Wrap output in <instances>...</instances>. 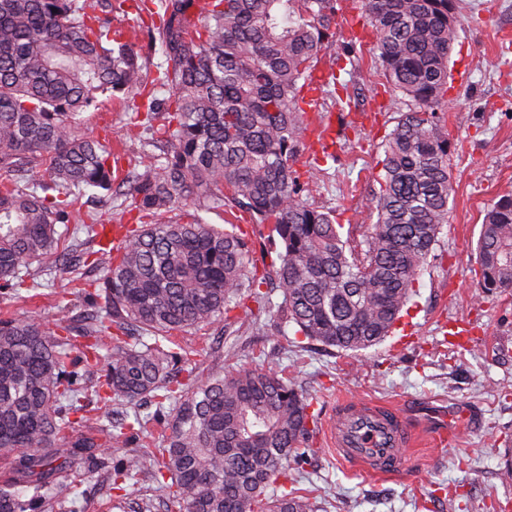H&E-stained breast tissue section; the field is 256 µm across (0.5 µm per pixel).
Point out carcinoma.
<instances>
[{
  "label": "carcinoma",
  "instance_id": "cac0c4a2",
  "mask_svg": "<svg viewBox=\"0 0 512 512\" xmlns=\"http://www.w3.org/2000/svg\"><path fill=\"white\" fill-rule=\"evenodd\" d=\"M336 4L207 0L197 14L194 0H139L159 19L156 84L173 89L133 114L160 150L131 181L134 208L152 222L129 229L117 250L98 242L85 252L101 276L81 324L67 304L59 334L36 312L0 320V458L36 490L24 502L1 485L0 512H42L61 454L126 447L150 416L135 413L101 439L88 414L144 399L173 413L153 448L155 476L185 496L186 512H316L294 491L267 493L317 427L304 392L261 368L204 379L169 342L224 321L244 295L262 303L275 281L297 334L357 352L389 336L416 296L455 193L441 110L462 17L457 0H362L386 85L408 111L384 146L376 221L344 226L307 202L290 164L311 71L331 55ZM142 88L138 49L88 0H0L1 295L42 287L29 267L50 275L65 258L76 198L112 193L118 157L83 132L82 114ZM30 171L46 178L21 185L16 176ZM188 197L185 217L160 219ZM216 209L267 228L279 244L268 271L257 273L239 225L209 223ZM476 260L485 292L512 288V196L486 210ZM140 469L132 454L115 475Z\"/></svg>",
  "mask_w": 512,
  "mask_h": 512
}]
</instances>
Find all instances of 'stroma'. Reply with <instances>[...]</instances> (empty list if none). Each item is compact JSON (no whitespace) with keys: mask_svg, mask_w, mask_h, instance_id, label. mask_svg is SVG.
I'll list each match as a JSON object with an SVG mask.
<instances>
[{"mask_svg":"<svg viewBox=\"0 0 512 512\" xmlns=\"http://www.w3.org/2000/svg\"><path fill=\"white\" fill-rule=\"evenodd\" d=\"M101 17L125 28L142 56L145 82H152L161 61L150 33L122 0H92ZM465 18L450 60V106L445 113L455 145L452 178L455 194L435 245L437 257L423 269L418 290L383 342L359 352L322 346L271 319L282 301L270 288L266 311L253 317L235 310L223 328L201 327L175 335L202 375L262 367L306 390L316 411H330L338 399L361 396L396 405L424 436L413 459L415 479H376L336 457L320 433L302 446L300 463L290 464L293 490L315 497L319 512H512V290L487 293L479 286L476 244L485 210L512 194V0H459ZM333 54L349 85L351 108L337 112L323 94L321 113L336 112L340 145L336 161L310 181L306 199L335 211L339 223L358 224L373 208L382 174L384 143L403 111L384 87L382 66L368 37L348 44L336 27ZM352 50L354 67L342 55ZM141 98L112 100L83 115V129L121 150L126 168L151 151L150 135L132 127L130 116ZM111 209L116 224H135L131 201L78 199L72 227L90 214ZM84 291L70 273H58L49 287L22 291L0 300V318L38 311L55 330L56 303H70L74 319L88 308ZM459 422L453 445L430 434ZM150 438L130 446L142 461L139 475L113 488L110 468L93 466L88 455L66 456L55 477L53 512H184L182 499L153 481Z\"/></svg>","mask_w":512,"mask_h":512,"instance_id":"stroma-1","label":"stroma"}]
</instances>
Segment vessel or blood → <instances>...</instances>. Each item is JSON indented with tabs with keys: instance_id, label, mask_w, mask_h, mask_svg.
I'll use <instances>...</instances> for the list:
<instances>
[{
	"instance_id": "b4317fda",
	"label": "vessel or blood",
	"mask_w": 512,
	"mask_h": 512,
	"mask_svg": "<svg viewBox=\"0 0 512 512\" xmlns=\"http://www.w3.org/2000/svg\"><path fill=\"white\" fill-rule=\"evenodd\" d=\"M336 412L338 423L326 432L336 456L377 477L409 476L415 436L393 406L343 401Z\"/></svg>"
}]
</instances>
